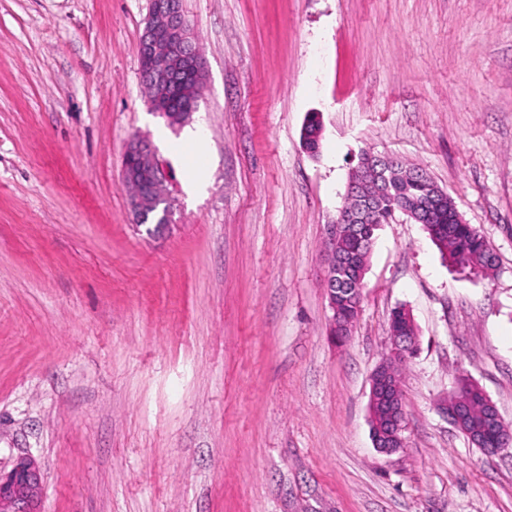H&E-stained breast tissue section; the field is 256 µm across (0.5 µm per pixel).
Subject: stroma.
<instances>
[{"label": "stroma", "instance_id": "1", "mask_svg": "<svg viewBox=\"0 0 512 512\" xmlns=\"http://www.w3.org/2000/svg\"><path fill=\"white\" fill-rule=\"evenodd\" d=\"M182 4L207 64L197 192L187 126L140 79L150 0H0V472L34 458L40 512H512V447L444 411L468 378L512 424V0ZM136 138L172 175L158 233L122 183ZM364 150L425 170L498 267L382 225L340 341L326 231ZM401 305L417 353L383 454L370 378ZM391 390L393 392L392 397L388 402H386V404L388 406L391 419L397 422L390 430V433H384L381 428H379L378 436L380 440L379 443H375L376 447L381 452L385 453L396 451L404 445L402 437L403 425L401 424L404 419L403 398L396 388Z\"/></svg>", "mask_w": 512, "mask_h": 512}]
</instances>
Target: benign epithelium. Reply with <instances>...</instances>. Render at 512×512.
<instances>
[{"label": "benign epithelium", "instance_id": "benign-epithelium-1", "mask_svg": "<svg viewBox=\"0 0 512 512\" xmlns=\"http://www.w3.org/2000/svg\"><path fill=\"white\" fill-rule=\"evenodd\" d=\"M138 52L143 64L140 77L153 91L154 106L164 115L168 110L166 96L169 89L184 76L201 82L205 76V61L196 46L189 22L182 10L181 0H150V10L140 36ZM126 156L136 160L134 167H122V180L131 186L143 184V188L129 196L131 212L139 223L154 212L160 203L170 202L168 179L161 161L149 144L137 138L131 141ZM416 171L405 168L398 161L363 153L357 167L352 170L339 216L349 224H367L374 219L379 199L387 191L390 180L408 178ZM444 191L433 185L405 209L408 220L417 224L425 218L440 200ZM340 225H328L330 251L325 266L324 281L336 274V269L346 258L336 255V233ZM389 415L395 421L390 432H379L376 447L385 453L404 445L402 437L404 408L403 398L397 389L387 402ZM40 470L30 457L19 459L11 472L0 475V512H40L37 490Z\"/></svg>", "mask_w": 512, "mask_h": 512}]
</instances>
